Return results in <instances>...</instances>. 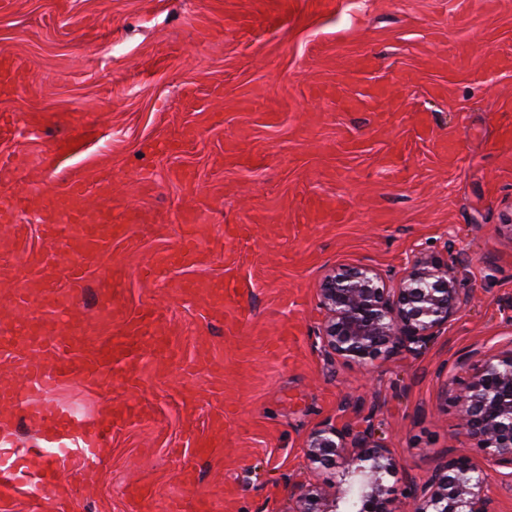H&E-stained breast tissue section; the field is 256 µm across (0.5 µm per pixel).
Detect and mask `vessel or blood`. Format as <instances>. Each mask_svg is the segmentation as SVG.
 Instances as JSON below:
<instances>
[{
	"label": "vessel or blood",
	"instance_id": "vessel-or-blood-1",
	"mask_svg": "<svg viewBox=\"0 0 512 512\" xmlns=\"http://www.w3.org/2000/svg\"><path fill=\"white\" fill-rule=\"evenodd\" d=\"M24 78L20 66L8 53L0 54V87L11 88ZM90 193L82 181H73L54 201L56 209L65 214L64 222L50 224L46 233L52 242L65 246L69 253L68 273L72 280H82L84 269L93 264L98 254L112 239L125 234L126 227L114 223L111 211H102L98 220L85 216V202ZM198 214H190L182 227L178 248L155 253L146 276L161 269L182 267L201 258L200 238L196 224ZM240 262L239 254L226 259L224 286L217 299L225 310L235 311L240 305V292L234 270ZM121 334L119 337L88 349L86 336L80 327L67 333L36 327L26 329L21 340L25 352L14 356L13 368L18 384H0V406L23 409L44 432L33 448L18 451L14 434L0 430V495L8 496L23 488L45 494L55 480L56 473L65 468L72 456L98 457L102 448L112 440L113 431L120 426L140 420L143 411L139 405L128 402L113 405L110 415L88 419L80 411L53 403L45 394V377L55 381L96 382L101 377L102 365L118 359L132 362L143 344H151L154 353L162 359H175L176 351L170 341L157 336L154 327L160 321L158 309L140 305L119 309ZM9 331L0 332V343L14 340Z\"/></svg>",
	"mask_w": 512,
	"mask_h": 512
}]
</instances>
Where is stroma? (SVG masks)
Returning a JSON list of instances; mask_svg holds the SVG:
<instances>
[{
	"label": "stroma",
	"mask_w": 512,
	"mask_h": 512,
	"mask_svg": "<svg viewBox=\"0 0 512 512\" xmlns=\"http://www.w3.org/2000/svg\"><path fill=\"white\" fill-rule=\"evenodd\" d=\"M0 51L26 75L0 114L42 115L36 135H0V191L28 198L0 223V325L29 285L26 260L44 257L75 321L110 338L120 322L97 285L119 263L127 304L157 306L181 356L142 349L135 390L113 364L94 385L48 384L50 400L92 418L112 401L144 414L94 463L60 473L63 493L0 496V512H141L138 486L150 512H198L200 493L209 512H295L297 486L314 482L347 512L350 476L311 465L307 440L367 420L400 464L386 480L396 503L453 451L512 512V475L456 436L447 399L467 367L512 349V0H0ZM76 135L80 147L56 152ZM75 179L105 186L88 216L138 215L79 282L43 230ZM193 209L203 258L144 278ZM228 224L249 236L226 243ZM230 249L250 254L235 336L203 294L177 290L222 273ZM420 256L453 265L471 292L461 313L417 355L369 370L330 356L323 277L362 263L396 280ZM219 416L221 447L196 457L188 431Z\"/></svg>",
	"instance_id": "1"
}]
</instances>
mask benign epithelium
<instances>
[{
    "label": "benign epithelium",
    "instance_id": "benign-epithelium-1",
    "mask_svg": "<svg viewBox=\"0 0 512 512\" xmlns=\"http://www.w3.org/2000/svg\"><path fill=\"white\" fill-rule=\"evenodd\" d=\"M318 296L326 313L319 332L324 349L363 367L420 352L470 299L453 266L432 257L417 258L395 288L370 265H344L324 277ZM454 403L458 434L512 470V349L468 369ZM307 448L311 464L323 467H334L357 450L350 455L357 476L349 489L350 512H398L385 481L397 473L399 463L375 444L372 424L325 423L310 434ZM483 483L471 457L455 454L425 482L411 483L407 498L414 512H497ZM297 502L296 512H336L334 495L316 484L301 488Z\"/></svg>",
    "mask_w": 512,
    "mask_h": 512
}]
</instances>
